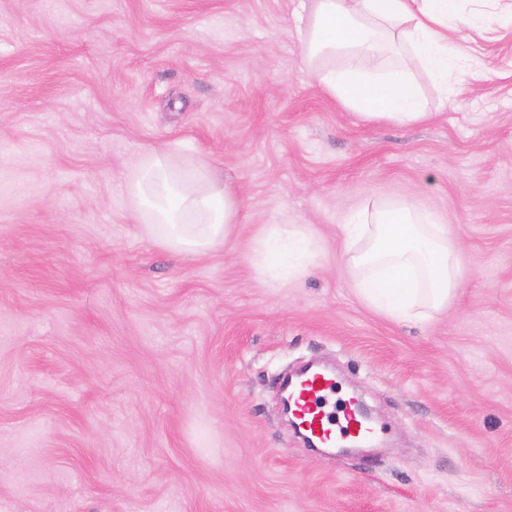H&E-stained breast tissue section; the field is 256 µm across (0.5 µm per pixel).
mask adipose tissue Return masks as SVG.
I'll return each mask as SVG.
<instances>
[{
	"instance_id": "adipose-tissue-1",
	"label": "adipose tissue",
	"mask_w": 512,
	"mask_h": 512,
	"mask_svg": "<svg viewBox=\"0 0 512 512\" xmlns=\"http://www.w3.org/2000/svg\"><path fill=\"white\" fill-rule=\"evenodd\" d=\"M303 62L325 90L366 121L399 125L430 114L413 77L420 67L440 87H457L481 62L458 52L452 33L512 19V0H483L464 14L463 0H292ZM340 57V66L327 59ZM131 216L167 249L201 254L226 243L238 224V193L205 164L174 166L145 152L127 183ZM344 264L358 295L399 323H419L447 308L470 272L451 233L409 199L367 208L343 226ZM259 275L285 284L309 273L319 256L303 224H264L252 243Z\"/></svg>"
}]
</instances>
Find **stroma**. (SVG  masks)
I'll return each mask as SVG.
<instances>
[{"instance_id":"obj_1","label":"stroma","mask_w":512,"mask_h":512,"mask_svg":"<svg viewBox=\"0 0 512 512\" xmlns=\"http://www.w3.org/2000/svg\"><path fill=\"white\" fill-rule=\"evenodd\" d=\"M291 0H0V512H512V22L434 116L367 122L303 71ZM239 190L231 242L129 218L147 150ZM415 204L471 274L407 327L355 292L351 212ZM321 252L285 286L259 225ZM330 365L383 443L308 448L283 376ZM316 234L303 224H262L252 243L255 270L287 284L309 273L319 256Z\"/></svg>"}]
</instances>
